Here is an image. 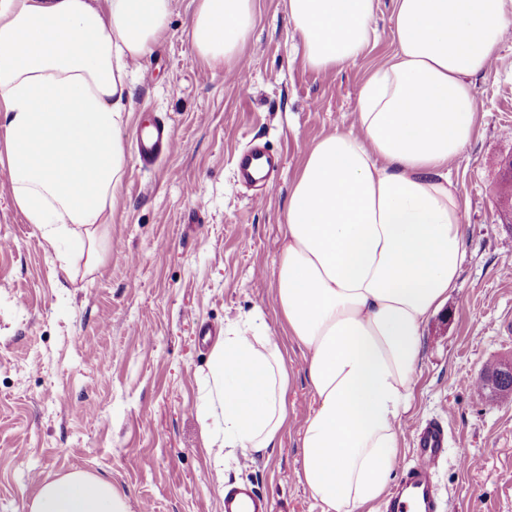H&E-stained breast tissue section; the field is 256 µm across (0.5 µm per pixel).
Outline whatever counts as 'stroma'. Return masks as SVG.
<instances>
[{
  "instance_id": "obj_1",
  "label": "stroma",
  "mask_w": 512,
  "mask_h": 512,
  "mask_svg": "<svg viewBox=\"0 0 512 512\" xmlns=\"http://www.w3.org/2000/svg\"><path fill=\"white\" fill-rule=\"evenodd\" d=\"M394 0H379L380 37L337 73L313 71L288 25L287 0H256V24L233 68H203L192 0H173L169 34L131 77L122 134L125 175L100 263L68 276L0 178V512H28L39 483L73 470L112 481L130 512H224L219 486L247 482L271 512H319L303 483L300 432L313 405L304 356L287 343L288 427L276 447L224 451L216 470L198 419L210 340L201 330L274 320L271 274L290 188L308 146L351 128L368 70L394 53ZM478 129L448 165L465 203L458 288L423 331L406 425L441 421L448 458L437 480L446 512H512V401L476 396L468 379L512 358V229L497 184L512 172V35L475 81ZM165 119L178 148L151 169L137 160L140 125ZM282 159L263 204L237 181L250 144ZM476 458L463 467L458 449Z\"/></svg>"
}]
</instances>
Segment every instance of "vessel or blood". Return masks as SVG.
Segmentation results:
<instances>
[{
    "label": "vessel or blood",
    "mask_w": 512,
    "mask_h": 512,
    "mask_svg": "<svg viewBox=\"0 0 512 512\" xmlns=\"http://www.w3.org/2000/svg\"><path fill=\"white\" fill-rule=\"evenodd\" d=\"M177 142L163 119L155 117L141 126L137 156L141 168H150L160 157L175 152ZM274 158L257 147L242 151L236 158L239 182L257 184L270 195L275 184L269 175ZM448 456V431L442 423L430 422L413 431V448L400 466V479L383 502V512H440L441 490L436 481L440 464ZM224 512H270L268 498L250 485L225 490Z\"/></svg>",
    "instance_id": "b4317fda"
}]
</instances>
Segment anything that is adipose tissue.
<instances>
[{
	"instance_id": "adipose-tissue-1",
	"label": "adipose tissue",
	"mask_w": 512,
	"mask_h": 512,
	"mask_svg": "<svg viewBox=\"0 0 512 512\" xmlns=\"http://www.w3.org/2000/svg\"><path fill=\"white\" fill-rule=\"evenodd\" d=\"M197 59L232 65L255 0H194ZM173 0H0V167L15 207L62 271L76 239L86 269L126 165L131 64L165 41ZM317 72L362 59L378 0H287ZM512 30V0H394L395 51L371 68L353 129L304 153L283 215L274 271L282 336L258 317L210 354L200 420L224 451L275 447L288 425L285 341L304 352L314 406L302 479L321 512H373L397 457L423 354V327L456 287L463 201L448 163L477 128L475 79ZM29 512H130L111 481L74 470L43 481Z\"/></svg>"
}]
</instances>
